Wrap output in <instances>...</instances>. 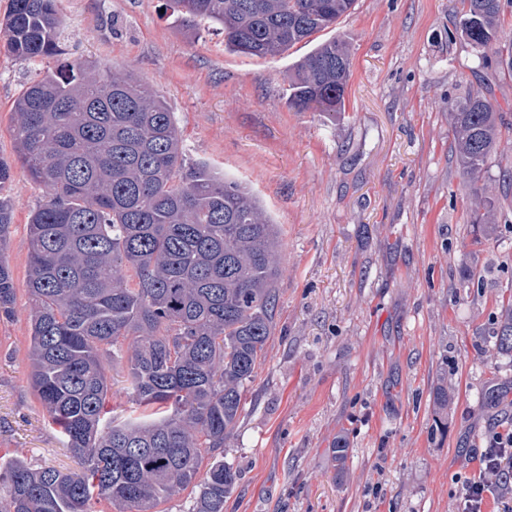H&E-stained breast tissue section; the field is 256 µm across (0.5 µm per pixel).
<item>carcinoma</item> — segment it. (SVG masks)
<instances>
[{
  "label": "carcinoma",
  "mask_w": 512,
  "mask_h": 512,
  "mask_svg": "<svg viewBox=\"0 0 512 512\" xmlns=\"http://www.w3.org/2000/svg\"><path fill=\"white\" fill-rule=\"evenodd\" d=\"M181 22L211 24L224 48L275 58L337 24L355 0H172ZM501 0H462L457 28L478 66L512 71V46L489 61ZM55 0H10L0 21L19 60L58 52ZM349 44L320 42L289 71L288 106L342 112ZM458 166L470 179L503 124L481 90L448 103ZM14 161L45 189L28 224L30 383L78 468L0 462V512H159L196 490L193 512H224L237 471L220 450L243 410L276 314L278 225L258 198L206 163L189 165L174 113L132 72L75 61L14 101ZM12 207L0 197V242ZM0 253V315L14 313ZM512 353V308L496 336ZM126 351L137 417L109 415L105 357ZM207 470L197 480L202 464Z\"/></svg>",
  "instance_id": "cac0c4a2"
}]
</instances>
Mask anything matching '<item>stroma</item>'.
<instances>
[{
	"label": "stroma",
	"mask_w": 512,
	"mask_h": 512,
	"mask_svg": "<svg viewBox=\"0 0 512 512\" xmlns=\"http://www.w3.org/2000/svg\"><path fill=\"white\" fill-rule=\"evenodd\" d=\"M55 8L58 56L18 60L0 39V157H13L14 99L47 69L94 61L148 81L187 161L242 183L281 228L275 327L224 443L239 474L224 512H460L487 439L512 427V354L495 347L512 300V73L476 68L460 0H357L326 31L353 54L333 116L288 105L303 48L232 53L221 31L177 27L164 0ZM476 89L504 126L474 184L451 152L448 103ZM0 195L17 288L0 316V457L71 469L29 379L27 222L44 191L16 166ZM488 195L493 223H473Z\"/></svg>",
	"instance_id": "obj_1"
}]
</instances>
